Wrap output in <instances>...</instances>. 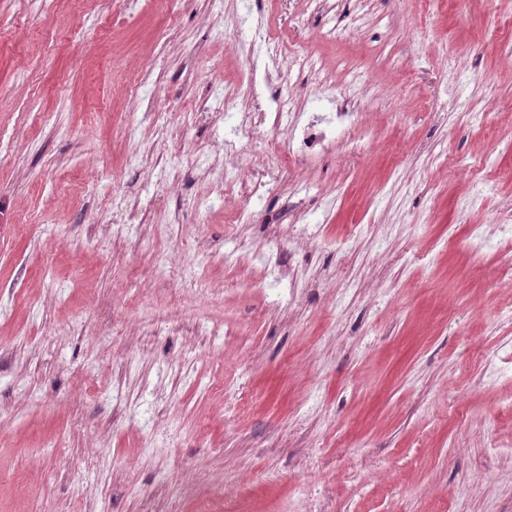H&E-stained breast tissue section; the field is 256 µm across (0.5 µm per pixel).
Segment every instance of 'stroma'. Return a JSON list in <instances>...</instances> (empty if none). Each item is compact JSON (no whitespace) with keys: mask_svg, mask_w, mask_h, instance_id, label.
Masks as SVG:
<instances>
[{"mask_svg":"<svg viewBox=\"0 0 512 512\" xmlns=\"http://www.w3.org/2000/svg\"><path fill=\"white\" fill-rule=\"evenodd\" d=\"M346 9L0 0V512H512V17ZM245 12L365 104L281 239L289 182L226 230L215 129L163 135L232 108Z\"/></svg>","mask_w":512,"mask_h":512,"instance_id":"stroma-1","label":"stroma"}]
</instances>
